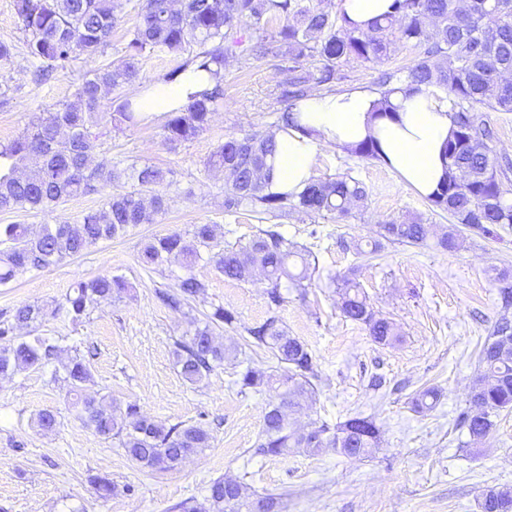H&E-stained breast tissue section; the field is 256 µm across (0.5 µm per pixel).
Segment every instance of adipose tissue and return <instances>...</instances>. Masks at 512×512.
<instances>
[{
    "instance_id": "1",
    "label": "adipose tissue",
    "mask_w": 512,
    "mask_h": 512,
    "mask_svg": "<svg viewBox=\"0 0 512 512\" xmlns=\"http://www.w3.org/2000/svg\"><path fill=\"white\" fill-rule=\"evenodd\" d=\"M195 70L135 94L143 115H160L183 106L190 93L207 87ZM380 91L356 88L314 92L297 102V125L278 132L272 188L299 193L308 182L319 149L350 148L372 139L381 161L424 197L434 194L448 169L445 147L452 136V105L437 89L407 85L392 95L394 114L381 115Z\"/></svg>"
}]
</instances>
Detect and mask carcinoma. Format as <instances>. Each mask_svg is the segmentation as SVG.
Returning a JSON list of instances; mask_svg holds the SVG:
<instances>
[{"label": "carcinoma", "instance_id": "cac0c4a2", "mask_svg": "<svg viewBox=\"0 0 512 512\" xmlns=\"http://www.w3.org/2000/svg\"><path fill=\"white\" fill-rule=\"evenodd\" d=\"M326 0H14V10L25 34L24 45L32 60L37 82L83 58L94 62L106 53L112 30L131 9L136 23L118 64L99 66L86 74L74 103L50 108L33 116L17 138L0 144V211L48 212L67 198L101 191L127 180L137 182L133 191L109 194L99 209L83 214L75 224H44L33 235L25 224H0V285L32 270L48 268L82 253L88 246L124 235L129 228L153 223L165 211L166 198L155 191L173 185V171L152 165L122 168L110 158L91 167L88 159L99 149L100 134L93 131L103 93L138 79L143 60L158 53L173 56L174 66L165 80H176L188 68L208 74L211 86L190 94L187 104L167 112L163 141L177 146L194 139L209 127L211 114L224 101V67L240 55L238 31L251 30L246 51L260 59L269 54L282 59L287 72L283 97L293 101L309 95L310 84L333 87L341 66L388 60L399 48L416 51L413 64L401 71L381 73L383 104L397 86L424 84L447 91L453 106L454 131L448 140V179L429 198L448 216L453 228L437 245L457 251L463 240L455 226L474 228L486 235L494 227L512 226V159L493 148L495 133L480 104L493 112H512V0H394V12L374 20L366 31L346 28L341 13L325 9ZM311 59L316 70L299 74ZM293 105L275 117L274 131L232 135L219 142L205 163L224 176V212L246 209L263 222L291 211L312 217L330 214L339 220L365 202L367 191L348 173L334 178H312L296 195L276 192L270 172L276 152V132L295 126ZM142 119L135 101L126 98L110 115L113 127H134ZM151 193V207L143 195ZM429 225L416 218L391 221L379 227V239L370 254L384 243L420 245L428 239ZM300 253L295 245L269 224L257 228L243 245H226L209 224H195L143 243L140 260L156 269L172 261L185 270L179 288L156 290L166 307L181 311L205 294L208 284L193 274L200 262L210 263L225 278L244 281L260 270L271 281L267 298L281 306L286 297L282 281L307 295L311 285L312 257L306 251L299 272L289 259ZM499 317L488 330L479 352L481 372L475 377L469 408L459 418L470 442L486 441L496 427L495 418L512 410V268L495 277ZM129 288L120 276H101L77 282L65 295V310L78 324L90 312L118 299ZM343 316L365 326L372 341L391 345L399 341L393 322L377 316L353 277L341 283ZM46 313L25 304L13 320L0 322V340L13 336L15 327L36 326ZM237 322L236 313L213 305L204 322L174 341L176 364L191 384L207 378L229 358H242L244 370L231 385L240 393L267 394L269 401L254 453L281 456L301 448L316 456L330 449L346 457L367 456L380 447L382 431L371 416L356 415L333 426L321 423L308 433L288 427V412L313 400L322 378L311 353L298 338L288 334L281 320L269 316L244 328L241 345L224 348L214 333ZM60 348L49 338L34 336L0 347V375L9 376L48 365L58 359ZM277 361L275 372L263 367L261 353ZM76 419L99 437L114 440L140 469L169 471L184 459L209 447L210 430L201 423L159 424L141 413L135 403L84 394L92 380L90 364L79 354L61 365ZM438 399L429 388L412 398L416 410L430 409ZM239 481L215 480L206 503L183 507V512H274L282 495H245ZM481 512H512V490L488 487L480 494Z\"/></svg>", "mask_w": 512, "mask_h": 512}]
</instances>
